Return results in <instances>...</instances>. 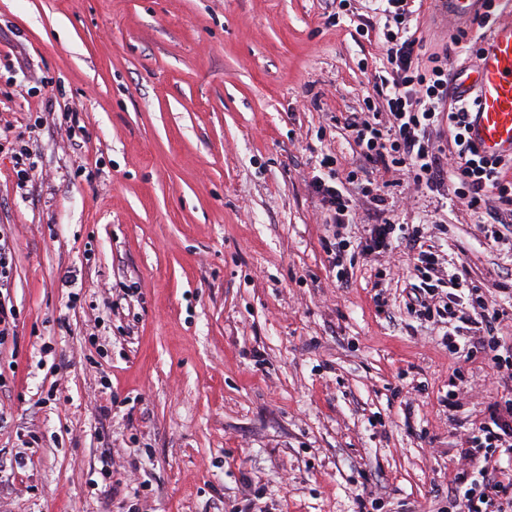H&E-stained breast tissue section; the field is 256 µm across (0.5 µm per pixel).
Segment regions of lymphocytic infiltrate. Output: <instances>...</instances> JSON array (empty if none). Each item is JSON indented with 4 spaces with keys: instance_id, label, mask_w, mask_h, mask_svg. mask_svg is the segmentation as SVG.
Wrapping results in <instances>:
<instances>
[{
    "instance_id": "1",
    "label": "lymphocytic infiltrate",
    "mask_w": 512,
    "mask_h": 512,
    "mask_svg": "<svg viewBox=\"0 0 512 512\" xmlns=\"http://www.w3.org/2000/svg\"><path fill=\"white\" fill-rule=\"evenodd\" d=\"M392 21L385 32L387 65L374 75L365 98L366 115L349 117L346 129L375 171L403 172L421 189L437 190L444 182V150L432 139L433 130L448 127L453 135L459 183L457 192L472 209L482 208L490 194L506 196L502 171L512 167L511 157L489 159L479 154L466 132V116L472 103L448 95V72L435 67L423 71L415 52L417 40L410 28V0H386ZM383 99L386 112L373 106ZM337 160L326 154L311 179V189L334 224L350 220V200L345 183H359L363 195L376 209H385L387 198L374 180L359 178L357 171L339 176ZM412 252V266L421 284L410 297L409 307L418 318L441 319L452 328L444 342L451 355L470 359L483 351L502 383H512V339L493 335L503 317L478 287L458 272L442 274L438 254L425 247L419 227L405 232ZM512 455V399L489 404L487 415L461 441L460 466L452 480L454 512H512V477L501 479L495 453Z\"/></svg>"
}]
</instances>
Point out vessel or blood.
<instances>
[{
  "instance_id": "vessel-or-blood-1",
  "label": "vessel or blood",
  "mask_w": 512,
  "mask_h": 512,
  "mask_svg": "<svg viewBox=\"0 0 512 512\" xmlns=\"http://www.w3.org/2000/svg\"><path fill=\"white\" fill-rule=\"evenodd\" d=\"M460 90L477 93L470 136L481 153L512 156V22L496 25L481 45L479 65L461 74Z\"/></svg>"
}]
</instances>
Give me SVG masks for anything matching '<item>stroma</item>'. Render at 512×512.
Segmentation results:
<instances>
[{
	"label": "stroma",
	"instance_id": "1",
	"mask_svg": "<svg viewBox=\"0 0 512 512\" xmlns=\"http://www.w3.org/2000/svg\"><path fill=\"white\" fill-rule=\"evenodd\" d=\"M483 11L423 0L422 67L476 57ZM382 24L376 0H0V512H358L359 485L373 512H448L504 389L408 312L406 245L359 239L423 227L501 305L512 254L453 190L403 180L383 214L350 186L332 272L309 182L326 154L364 165L345 120L387 64ZM366 235L363 238L365 245L363 250L367 254L378 255L392 252V244L395 237L397 224H391L389 220L383 224L366 225ZM13 251L14 247L10 236L1 232L0 234V288L10 287L13 270Z\"/></svg>",
	"mask_w": 512,
	"mask_h": 512
}]
</instances>
